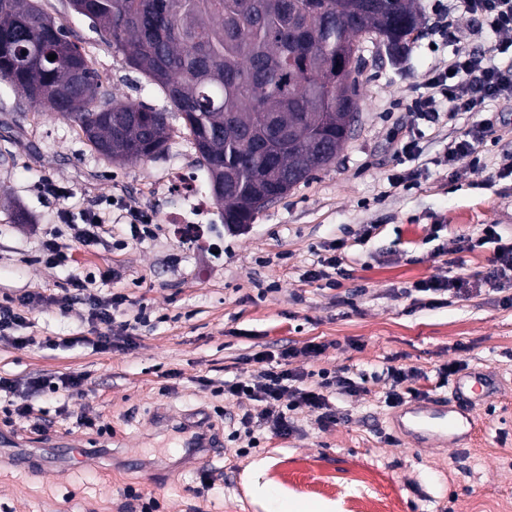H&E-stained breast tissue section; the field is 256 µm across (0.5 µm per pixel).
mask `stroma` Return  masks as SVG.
I'll return each mask as SVG.
<instances>
[{"mask_svg":"<svg viewBox=\"0 0 512 512\" xmlns=\"http://www.w3.org/2000/svg\"><path fill=\"white\" fill-rule=\"evenodd\" d=\"M41 5L91 56L115 98L168 108L165 94L68 0ZM418 5L421 24L398 62L366 46L361 111L335 163L242 229L225 227L178 114L169 116L174 132L163 154L119 164L94 152L61 116L0 85V297L44 296L26 306L27 320L15 330L33 345L19 350L0 341V377H86L77 394L16 396L43 410L39 423L0 408V451H93L83 463L43 472L0 462V512H135L136 502L124 496L129 489L156 498L159 512H266L264 489L319 512H351L354 502L369 499L391 502L393 512L512 506V306L475 288L426 307L400 293L434 276L469 281L487 271L494 244L456 249L458 240L481 237L484 225L512 237V176L499 172L503 155L512 154V107L489 101L483 112L447 123L416 119L408 104L425 93L431 72L456 48L487 43L458 0ZM486 113L497 119L481 148L482 168L446 165L449 143ZM399 127L418 129L415 157L393 142ZM176 169L191 174L205 198L198 246L167 221L190 207L167 185ZM409 170L415 178L390 183L391 174ZM48 180L66 196H47ZM85 209L108 218L111 237L77 252L76 263L49 267L44 241L73 247L61 215ZM133 210L152 218V238L133 240ZM339 244L349 278L333 289L304 282L311 264ZM76 278L92 281L98 295L126 297L117 321L146 312L131 344L108 352L93 346L88 308L71 297ZM310 344L322 352L308 353ZM286 347L298 351L296 371L363 374L365 390L333 397L336 420L326 428L300 414L288 436L263 429L259 446L243 449L232 433L247 401L224 394V383L241 370H263L254 354ZM393 355L420 370L414 385L428 400L452 409L453 388L440 383L439 367L462 362L494 375L497 393L465 409L478 422L471 443L415 446L399 432L396 411L384 401L387 384L372 377ZM85 416L100 418L103 429L85 427ZM201 418L219 441L207 490L182 449L184 423ZM125 454L137 455L142 468L121 467Z\"/></svg>","mask_w":512,"mask_h":512,"instance_id":"stroma-1","label":"stroma"}]
</instances>
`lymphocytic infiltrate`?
Listing matches in <instances>:
<instances>
[{"mask_svg": "<svg viewBox=\"0 0 512 512\" xmlns=\"http://www.w3.org/2000/svg\"><path fill=\"white\" fill-rule=\"evenodd\" d=\"M478 31L487 33L490 44L486 49L457 50L446 68L435 69L428 78L425 94L412 99L410 107L421 119L439 122L436 108L437 98H444L449 116L477 110L486 101L512 104V64H494L497 54L512 51V0H462ZM76 290L82 291L89 306V317L98 334L95 345L103 350L112 349L118 336H131L133 324L116 322L115 314L126 302L124 296L114 294L98 296L85 290L84 282H75ZM293 349L281 350L275 365L260 373L241 372L235 379L225 382L227 395L246 398L252 406L239 420L236 436L253 442L254 432L266 428L273 435L286 436L294 428V417L298 414L313 416L317 425L325 427L333 422L329 397L333 394L353 395L358 392L357 383L349 377L321 372L318 382L310 384L305 374L294 372L289 364L294 358ZM85 377L72 374L61 381H53L47 375L29 377L25 382L0 378V393L11 396L17 391L29 394L47 390L66 392L81 391Z\"/></svg>", "mask_w": 512, "mask_h": 512, "instance_id": "lymphocytic-infiltrate-1", "label": "lymphocytic infiltrate"}]
</instances>
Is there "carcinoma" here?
<instances>
[{"mask_svg":"<svg viewBox=\"0 0 512 512\" xmlns=\"http://www.w3.org/2000/svg\"><path fill=\"white\" fill-rule=\"evenodd\" d=\"M39 2L0 0V84L59 113L108 160L162 154L171 138L166 113L103 91L91 59ZM267 2L69 0L164 90L208 178L233 173L214 198L226 227L252 223L259 198L276 201L335 162L361 108L363 44L395 57L420 24L416 0H281V14ZM354 53L355 66L344 69ZM259 132L284 185L260 181Z\"/></svg>","mask_w":512,"mask_h":512,"instance_id":"cac0c4a2","label":"carcinoma"}]
</instances>
